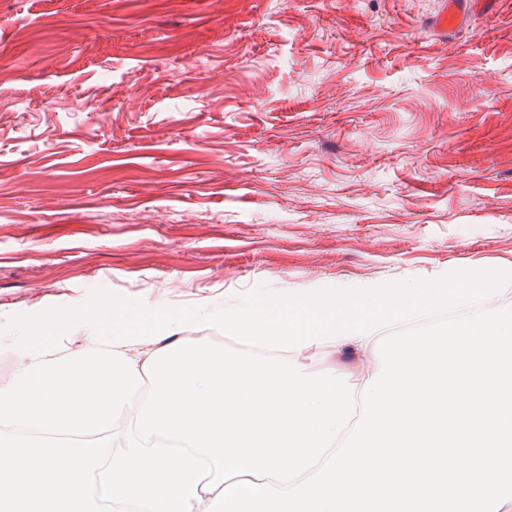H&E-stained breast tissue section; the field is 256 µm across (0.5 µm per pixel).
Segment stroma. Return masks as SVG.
Wrapping results in <instances>:
<instances>
[{
    "mask_svg": "<svg viewBox=\"0 0 512 512\" xmlns=\"http://www.w3.org/2000/svg\"><path fill=\"white\" fill-rule=\"evenodd\" d=\"M447 15L0 0V327L512 271V0Z\"/></svg>",
    "mask_w": 512,
    "mask_h": 512,
    "instance_id": "stroma-1",
    "label": "stroma"
}]
</instances>
